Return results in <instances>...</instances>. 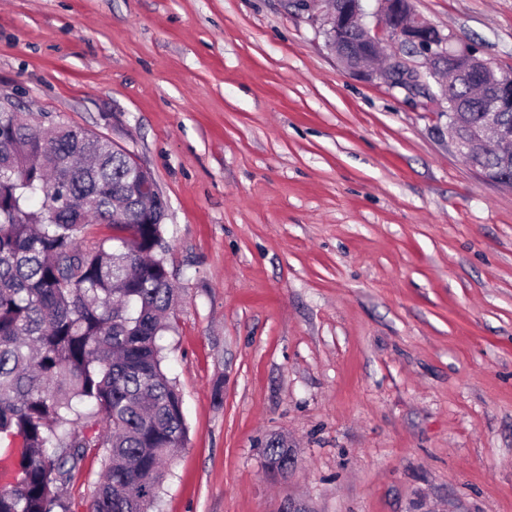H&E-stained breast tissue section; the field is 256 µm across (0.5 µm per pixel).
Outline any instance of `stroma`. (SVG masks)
Listing matches in <instances>:
<instances>
[{
	"label": "stroma",
	"mask_w": 512,
	"mask_h": 512,
	"mask_svg": "<svg viewBox=\"0 0 512 512\" xmlns=\"http://www.w3.org/2000/svg\"><path fill=\"white\" fill-rule=\"evenodd\" d=\"M413 7L512 73V0ZM437 92L354 76L296 0H0V99L108 137L168 204L189 441L155 512H512V186ZM471 166H477L493 174H502L505 171L512 173L511 163L503 164L502 159L493 149L485 152H476L470 159L466 158ZM263 456L267 469L277 475L288 477V472L294 469L295 458L289 448L276 445L274 437L267 438L263 445Z\"/></svg>",
	"instance_id": "1"
}]
</instances>
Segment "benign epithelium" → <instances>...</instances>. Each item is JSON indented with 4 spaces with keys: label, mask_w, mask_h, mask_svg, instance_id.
Masks as SVG:
<instances>
[{
    "label": "benign epithelium",
    "mask_w": 512,
    "mask_h": 512,
    "mask_svg": "<svg viewBox=\"0 0 512 512\" xmlns=\"http://www.w3.org/2000/svg\"><path fill=\"white\" fill-rule=\"evenodd\" d=\"M376 15L387 39L370 33L361 22L362 0H345L331 8L323 17L329 48L352 73L366 79L377 76L372 62L386 57L384 75L397 84L410 82L397 57L386 54V44L411 48L424 56L426 74L448 96V84L461 79L482 89L484 115L469 126L467 133H456V124L450 123V140L458 153L466 156L479 147L493 143L500 155L512 156V129L503 124L500 113L512 110V75L501 74L491 64L465 47L455 48L452 38L442 34L433 25L418 16L411 0H377ZM136 179L134 195L146 212H151L160 198L159 188L151 174L135 159H130Z\"/></svg>",
    "instance_id": "1"
}]
</instances>
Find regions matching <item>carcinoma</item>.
I'll return each mask as SVG.
<instances>
[{"instance_id":"carcinoma-1","label":"carcinoma","mask_w":512,"mask_h":512,"mask_svg":"<svg viewBox=\"0 0 512 512\" xmlns=\"http://www.w3.org/2000/svg\"><path fill=\"white\" fill-rule=\"evenodd\" d=\"M471 88L448 89L481 117ZM468 162L512 173L494 150ZM126 155L101 134L57 122L49 133L0 112V512H70L65 489L91 448H106L90 512H151L163 463L185 447L183 399L164 346L177 295L167 264L164 212L140 223L126 193ZM127 223H112L114 200ZM112 234L92 247L91 222ZM96 429L80 425L84 411ZM267 469L288 476L295 458L269 437Z\"/></svg>"}]
</instances>
